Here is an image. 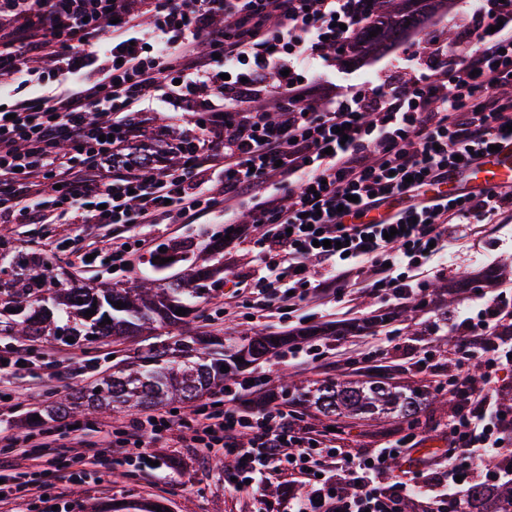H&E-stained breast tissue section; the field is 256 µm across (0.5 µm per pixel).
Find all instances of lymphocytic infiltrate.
<instances>
[{
  "label": "lymphocytic infiltrate",
  "mask_w": 512,
  "mask_h": 512,
  "mask_svg": "<svg viewBox=\"0 0 512 512\" xmlns=\"http://www.w3.org/2000/svg\"><path fill=\"white\" fill-rule=\"evenodd\" d=\"M465 48L440 32L405 51L404 77L336 95L304 79L374 19L363 0H0V75L17 95L0 111V222L125 229L124 241L77 245L78 259L134 269L153 249L144 224H194L223 216L231 244L255 242L260 265L239 282L235 307L262 312L359 286L404 305L428 302L430 262L470 224H511L512 193L444 195L449 172L489 155L512 125V0H478ZM150 26L141 23L142 14ZM37 58L52 60L43 89ZM265 94V109L250 105ZM192 117L193 148L174 171L103 177L101 164L138 137L153 102ZM402 202L378 223L355 218ZM266 225L261 238L253 227ZM476 315L457 323L448 387L457 402L435 464L437 486L396 470L417 436L355 456L281 405L267 371L200 399L192 416L153 410L86 440L70 419L1 439L28 480L0 484V503L26 499L66 477L61 433L80 461L112 469L150 448H193L235 460L229 495L263 496L271 471L290 465L304 492L291 512H468L467 494L495 460L512 459V416L493 395L512 372V308L473 291ZM479 364V378L469 369Z\"/></svg>",
  "instance_id": "1"
}]
</instances>
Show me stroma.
<instances>
[{"instance_id": "35a3bbf8", "label": "stroma", "mask_w": 512, "mask_h": 512, "mask_svg": "<svg viewBox=\"0 0 512 512\" xmlns=\"http://www.w3.org/2000/svg\"><path fill=\"white\" fill-rule=\"evenodd\" d=\"M464 0H451L448 9L429 15L424 24L403 40L392 44L384 53L369 55L352 62L339 58L330 65L312 63V72L320 74L326 91L341 94L351 88L376 81L378 76L401 77L395 60L404 48H423L430 32L445 28L454 44L464 41ZM144 233L153 240L155 250L181 244L185 264L199 263L205 258V245L224 238V222L205 218L200 224H148ZM81 233L85 241L107 240L117 231L108 224H1L0 237L9 239L21 251H38L50 254L54 266L68 269L82 282L97 285L111 283L112 277L100 267H87L68 252L50 253L49 248L74 233ZM449 272L436 278L437 289L432 304L417 303L396 309L390 302L348 289L342 300L313 298L303 304L295 319L280 315L278 310L249 319L245 316L225 322L224 305L235 291L238 281L253 274L259 264L252 244L240 245L223 259L224 280L219 290L202 301L196 318L185 326L186 332L216 336H240L247 329H262L285 336L309 329L320 330L321 342H335L338 359L366 352L375 336L393 330L395 338L390 343L383 360L374 367L361 370L345 369L336 361L320 369H302L294 364L274 363L263 360L268 368L276 391H283L284 375H292L309 384L325 379L371 382L381 380L395 386L416 385L431 392L434 380L420 374L418 361L425 350H433L440 365H447L448 352L457 340L449 330V322L461 321L475 315L477 307L470 291L448 293V281L466 274L482 277L483 287L492 291L512 289V226L500 230L475 229L462 247L451 249L447 257ZM382 313L391 314V321L381 325L374 318ZM148 336H132L121 341L104 339L81 350L58 346L42 340L34 343L36 351L50 352L68 376L57 380L50 368H34L23 372L16 384L21 393L27 394L25 402L0 404V428L18 436L33 428L28 415L35 407L58 401L70 389L91 384L111 373L112 362L136 355L138 350L151 344ZM451 408L439 409L423 404L420 414L421 441L406 458V465L431 462L444 446L443 432ZM336 426L342 432V446L353 455H361L384 443L403 438L408 433L407 423L397 417L376 419L360 416H337ZM162 462L161 472L136 470L118 466L104 473L95 466L82 467V480L75 484H62L51 492L50 502L25 500L15 503L16 512H51L59 505L66 512H112L116 504L151 503L165 512H289L288 496L293 481L287 474L273 476L263 499L243 495L230 498L224 494L225 467L222 459L199 457L191 448H159L155 451Z\"/></svg>"}]
</instances>
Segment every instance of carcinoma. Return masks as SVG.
<instances>
[{"instance_id":"1","label":"carcinoma","mask_w":512,"mask_h":512,"mask_svg":"<svg viewBox=\"0 0 512 512\" xmlns=\"http://www.w3.org/2000/svg\"><path fill=\"white\" fill-rule=\"evenodd\" d=\"M446 3L448 0H370L382 25L372 38L364 32L355 46L356 54L363 57L384 50L420 27L428 10ZM127 156L143 173H154L157 155L150 149H132ZM219 285L216 269L200 264L156 284L136 280L124 287L92 288L55 271L42 254L14 253L9 244L0 242V336H20L28 342L48 336L61 346L82 349L108 336L153 335L189 322L201 301ZM119 301L126 307L117 308ZM179 308L187 313L175 314ZM88 310L92 311L90 317L85 316ZM107 318L111 323L105 325ZM287 342L286 336L274 338L263 332L245 335L234 343L222 336H168L115 364L108 376L68 392L45 410L34 409L32 414L69 417L116 407L148 410L174 402L192 407L210 389L236 382L240 371L268 358ZM238 357L244 362L236 361ZM223 366L229 371L221 372ZM304 396L324 417L397 413L410 425L419 423L422 404L417 388L382 382L329 380ZM468 496L469 512H512V485H477Z\"/></svg>"}]
</instances>
